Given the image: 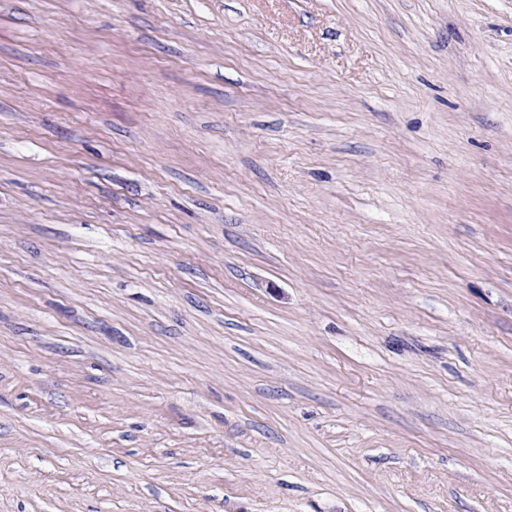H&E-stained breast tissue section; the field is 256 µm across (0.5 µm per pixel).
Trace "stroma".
Masks as SVG:
<instances>
[{
    "mask_svg": "<svg viewBox=\"0 0 512 512\" xmlns=\"http://www.w3.org/2000/svg\"><path fill=\"white\" fill-rule=\"evenodd\" d=\"M0 512H512V0H0Z\"/></svg>",
    "mask_w": 512,
    "mask_h": 512,
    "instance_id": "35a3bbf8",
    "label": "stroma"
}]
</instances>
